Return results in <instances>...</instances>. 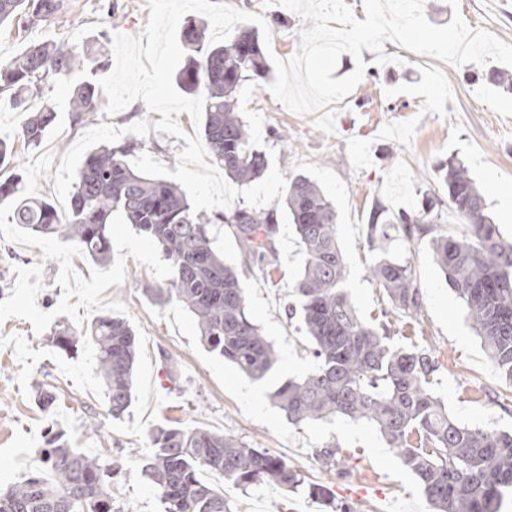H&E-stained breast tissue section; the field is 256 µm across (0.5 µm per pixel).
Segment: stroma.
<instances>
[{
	"label": "stroma",
	"mask_w": 512,
	"mask_h": 512,
	"mask_svg": "<svg viewBox=\"0 0 512 512\" xmlns=\"http://www.w3.org/2000/svg\"><path fill=\"white\" fill-rule=\"evenodd\" d=\"M114 14L103 0H63L51 26H0V59L14 57L28 43L76 44L85 65L64 79L43 81L32 109L47 103L58 112L39 147L17 144L14 176L27 197L49 200L66 211L74 174L86 155L102 145L140 142L144 153L175 169L186 146L183 139L157 132L159 113L143 101L115 116L97 112L72 125L67 112L70 86L93 78L97 61L112 54L114 32L141 34L148 22V0H116ZM243 12L261 15L272 36V50L288 58L298 48L303 20L281 5L262 0H226ZM435 25L453 15L478 22L482 30L512 44V0H425ZM387 62L363 50L361 58L342 54L334 78L350 75L364 61V76L353 92L319 112L300 115L276 101L265 88L245 85L243 117L255 142L275 150L284 176L315 180L336 204L339 244L347 262L345 286L359 315L380 316L387 306L382 289L367 271L370 253L366 225L375 203L391 211L416 208L423 192L446 196L436 166L456 156L484 192L488 214L505 238H512V201L498 190L512 187V93L488 78L485 65L458 67L385 42ZM282 139H274V132ZM279 272L266 280L244 269L250 313L289 365H278L270 380L256 382L200 342L195 319L182 305L154 303L148 288L163 284L169 267L156 247L131 225L114 222L112 256L103 265L84 258L71 243L37 237L13 224L9 206L0 207V486L37 471L44 434L57 424L74 447L88 454L107 453L121 465L112 496L117 512H163L152 483L143 475L141 457L151 446V429L179 421L235 436L250 447L281 457L306 479L329 483L337 499L357 512H429L415 477L399 462L374 426L338 418L303 426L288 423L270 403L273 384L301 378L315 369L311 343L291 318V287L303 268L292 228L280 222L276 242ZM408 256L423 294L418 322L396 319L393 342L428 346L440 368L434 386L449 412L468 425L512 430V398L502 395L499 376L470 327L466 312L448 288L427 241L392 243ZM125 318L136 332L134 398L118 419L108 401L91 348L66 356L51 342L61 324L86 327L102 311ZM56 386L61 399L51 410L35 402L34 384ZM341 448L340 472L323 468L316 457L326 447ZM223 488L232 512H322V504L266 486L240 489L212 476Z\"/></svg>",
	"instance_id": "35a3bbf8"
}]
</instances>
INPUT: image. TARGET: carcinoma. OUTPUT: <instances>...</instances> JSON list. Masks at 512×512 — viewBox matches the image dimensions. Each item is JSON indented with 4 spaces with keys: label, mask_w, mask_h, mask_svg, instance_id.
Returning a JSON list of instances; mask_svg holds the SVG:
<instances>
[{
    "label": "carcinoma",
    "mask_w": 512,
    "mask_h": 512,
    "mask_svg": "<svg viewBox=\"0 0 512 512\" xmlns=\"http://www.w3.org/2000/svg\"><path fill=\"white\" fill-rule=\"evenodd\" d=\"M62 0H0V25H48ZM205 28L189 24L182 40L190 47L177 74L180 87L204 93L203 133L213 159L239 185H249L268 169L266 152L252 139L241 115L243 85L262 87L271 73L258 32L238 26L221 45L205 41ZM82 54L68 42H33L0 62V94L26 113L14 137H0V167L15 156V141L36 148L57 112L29 109L48 78L70 75ZM98 111L90 80L71 90L69 118L80 125ZM136 144L104 146L89 153L77 172L66 218L48 201L20 197L16 177L0 179V203L12 205L22 229L73 243L83 256L105 263L111 254L112 223L118 218L152 241L168 263L170 276L146 292L158 303L176 301L195 318L202 344L249 378L267 379L278 358L273 343L251 317L236 268L214 246L211 226L227 225L240 248V266H256L270 278L278 272L277 209L237 208L227 213L194 212L184 192L164 178L135 172L127 161ZM448 200L428 197L414 213H389L378 204L370 215L366 242L374 253L369 278L383 289L398 318L421 316L423 296L411 262L389 254L395 236L410 241L430 236L436 264L461 301L476 336L506 387L512 389V243L487 214L486 197L456 158L438 165ZM284 204L305 256L292 286L300 330L312 344L315 370L273 387L269 398L300 427L338 417L372 424L418 481L433 512H499L512 489V432L463 424L448 413L433 385L439 363L430 348L393 344L389 324L363 320L344 287L346 261L338 243L337 214L320 186L304 175L288 177ZM463 221L461 233L437 231L443 206ZM54 345L78 355L93 343L109 413L118 419L133 400L138 341L130 323L102 311L77 331L60 326ZM44 408L58 400L48 383L35 387ZM152 453L142 471L155 487L164 512H231L224 490L205 478L218 473L238 488L271 485L305 492L329 512H354L331 487L306 481L281 458L251 448L233 436L194 426L159 427L151 434ZM42 467L0 490V512H112L118 463L71 447L63 430H49L41 448ZM320 463L331 469L340 449L323 448Z\"/></svg>",
    "instance_id": "carcinoma-1"
}]
</instances>
